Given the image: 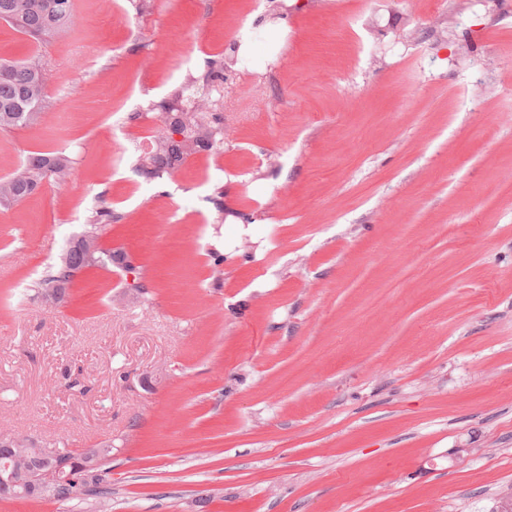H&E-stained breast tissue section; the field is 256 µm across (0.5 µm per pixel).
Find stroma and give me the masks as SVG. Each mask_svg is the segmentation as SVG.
Returning a JSON list of instances; mask_svg holds the SVG:
<instances>
[{
    "mask_svg": "<svg viewBox=\"0 0 512 512\" xmlns=\"http://www.w3.org/2000/svg\"><path fill=\"white\" fill-rule=\"evenodd\" d=\"M65 184L0 209V438L112 447L108 512H497L512 494V0H78ZM226 66L150 181L125 112ZM123 265L56 304L86 230ZM408 263L422 272L393 287ZM207 87L198 88L185 98L178 96L169 107H161L168 110L163 112L166 114L161 119L163 127L152 142L151 155L140 163V169L147 177H162L185 156L208 150L224 140V116L218 112L217 100L212 99V89ZM178 105L185 109L181 110ZM172 126L183 135L182 141L172 139L169 131ZM191 138L192 145H185L184 139ZM112 220V208L107 206L100 207L88 217L87 225L90 226V229L82 234L81 237H86L91 241L96 242L97 249L91 254V256H88L84 251H80L78 242L73 246H71V244L62 257L61 263L55 268V270L51 271L37 282L38 290L42 295L49 297L51 292H56L59 293V295L57 298L52 300L57 303L63 302L66 287H49L56 281L62 280L63 277L64 280H66L68 274L65 271L69 268H82L81 270H83L89 267H108L109 265H112V263L121 264V258L119 255H116L115 253L112 254V251L100 248L98 244V228L102 226V224H112ZM80 271L74 272L75 276Z\"/></svg>",
    "mask_w": 512,
    "mask_h": 512,
    "instance_id": "35a3bbf8",
    "label": "stroma"
}]
</instances>
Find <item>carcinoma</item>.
Masks as SVG:
<instances>
[{
    "label": "carcinoma",
    "instance_id": "cac0c4a2",
    "mask_svg": "<svg viewBox=\"0 0 512 512\" xmlns=\"http://www.w3.org/2000/svg\"><path fill=\"white\" fill-rule=\"evenodd\" d=\"M0 20L32 40V53L25 59L0 58V131L34 128L47 107L48 74L41 59V47L48 39L79 24L75 0H0ZM163 127L152 142L151 155L140 163L150 178L171 172L184 157L208 150L224 139V116L212 99V91L198 88L167 107ZM178 128L183 140L172 139L170 127ZM73 158L62 150L30 151L19 167L0 178V208L9 209L35 195L46 182H62L72 168ZM113 220L112 208L102 206L87 219L90 229L84 237L98 241L97 230ZM121 263L120 256L102 248L88 255L78 245L68 248L61 263L37 282L39 292L48 297L58 293L55 302L65 298V288L51 285L67 277L69 268L107 267ZM104 460L97 475L84 479L87 491L81 499L100 502L112 494L111 448L92 449Z\"/></svg>",
    "mask_w": 512,
    "mask_h": 512
}]
</instances>
